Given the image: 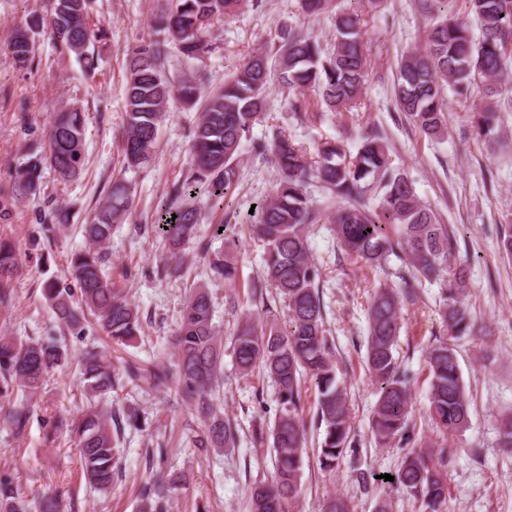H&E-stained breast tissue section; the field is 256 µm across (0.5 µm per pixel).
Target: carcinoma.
Listing matches in <instances>:
<instances>
[{"instance_id":"cac0c4a2","label":"carcinoma","mask_w":512,"mask_h":512,"mask_svg":"<svg viewBox=\"0 0 512 512\" xmlns=\"http://www.w3.org/2000/svg\"><path fill=\"white\" fill-rule=\"evenodd\" d=\"M94 0H51L45 16L32 27L47 29L62 47L95 70V44L106 38L92 18ZM250 0H165L155 16V39H143L127 52L125 121L122 131L125 168L136 169L151 160L159 125L173 100L200 111L193 131L190 175L176 183L161 204L159 230L174 247L195 236L199 212L186 198L203 193L217 209L231 202L242 149L255 123L267 109L269 81L300 93L310 90L331 112H354L370 66L364 49L362 14L348 11L340 0H298L302 18L332 14L334 41L322 45L297 22L281 26L271 47L255 51L224 86L204 92L207 77L198 69L174 78L166 67L175 52L185 62L199 61L209 52L205 39L214 21L241 10ZM432 0H415L416 9L431 20L422 49L403 55L397 63L394 96L397 106L423 134L432 139L448 130L445 89L462 98L472 87L487 98L512 94V0H466L479 33L466 21L436 15ZM12 52L25 68L35 59V43L26 30L14 36ZM499 116L488 105L473 113L472 123L485 138L494 135ZM86 127L83 112L70 108L57 113L47 131L48 152L29 154L10 190H0V221L9 219L19 200L41 194V167L48 163L65 181L83 166ZM356 152L341 141H325L313 160L291 139L279 137L271 146L253 149L272 153L279 183L272 196L248 215L253 233L264 245V275L252 284L254 301H265L264 289L273 288L286 305L285 324L245 317L232 338L238 372L247 376L257 368L271 381L277 409L270 428L275 472L271 480L250 489L252 512H296L301 493L305 424L300 413L301 382L308 375L318 392V422L324 427L318 453L320 467L332 471L346 456H357L351 437V416L345 385L338 379L336 353L327 336L321 272L314 261L309 228L322 223L323 211L312 198L311 187L336 198L332 231L342 254L373 268H385L390 257L403 253L408 275L402 284H381L367 307L368 334L365 365L378 384L370 428L375 442L387 448L409 440L411 389L396 356L401 331L399 292L417 293L422 281L443 280L450 268L456 238L440 215L423 204L408 174L393 163L389 146L377 130L355 137ZM126 184L112 183L103 202L82 225L85 248L71 254L69 273L74 287L47 281L43 294L64 334L80 339L97 325L115 344L126 345L141 331L138 308L119 290L105 271L112 230L133 207ZM20 256L11 242L0 241V303L8 301V287ZM210 271L228 282L238 278L229 254L214 258ZM470 283L459 268L442 291L439 315L450 336L474 333L475 322L465 303ZM448 336V337H450ZM448 337L436 338L426 352L429 370L427 416L444 436L429 448L408 452L395 475V484L420 503L423 512H442L448 487L441 467L451 451L446 436L468 427L470 401L462 380L456 350ZM176 390L193 404L205 430L197 448H233L238 431L215 409L213 395L223 379L224 346L213 324V306L207 289L195 286L181 311L175 338ZM66 359L54 342L31 336H0V398L18 395L16 404L0 418V426L21 437L27 430L35 400L50 370ZM77 370L85 392L95 403L74 420L57 417L45 439L69 433L80 448L81 470L90 488L107 494L119 480V435L138 428L139 415L106 408L115 385L137 387L152 378L168 382L171 372L157 366L146 374L126 362L117 374L96 346L85 348ZM500 447L512 451V412L498 425ZM180 480L159 477L143 489L139 512H166V504ZM0 512H58L55 498L26 499L14 479L0 476Z\"/></svg>"}]
</instances>
